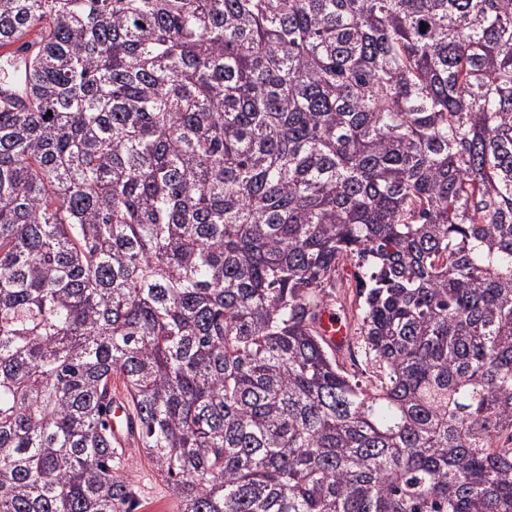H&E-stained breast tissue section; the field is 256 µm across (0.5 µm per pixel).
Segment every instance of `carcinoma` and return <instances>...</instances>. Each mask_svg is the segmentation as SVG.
<instances>
[{"mask_svg":"<svg viewBox=\"0 0 512 512\" xmlns=\"http://www.w3.org/2000/svg\"><path fill=\"white\" fill-rule=\"evenodd\" d=\"M15 44L0 512L138 508L114 378L177 512H512V0H0ZM341 300L342 297L341 299H338V301L327 302L328 304L326 309L337 312L342 317L344 322L349 325L351 330L349 340L352 344H356L358 336L355 333L357 321L353 318L355 312L354 314L352 313V308L348 304H343V307H341ZM330 310H323L320 313L317 331L325 344L330 347H336L346 341L348 336V327L336 313Z\"/></svg>","mask_w":512,"mask_h":512,"instance_id":"1","label":"carcinoma"}]
</instances>
